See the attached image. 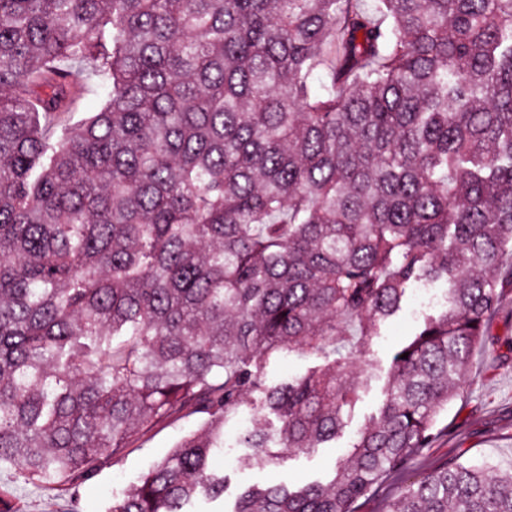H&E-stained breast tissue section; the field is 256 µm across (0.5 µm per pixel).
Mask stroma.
<instances>
[{"label":"stroma","instance_id":"obj_1","mask_svg":"<svg viewBox=\"0 0 512 512\" xmlns=\"http://www.w3.org/2000/svg\"><path fill=\"white\" fill-rule=\"evenodd\" d=\"M434 301H422L417 291H410L406 302L394 317L385 322L373 342L369 362L354 361V371H368L370 378L360 397L346 416V426L336 441L311 452H289L283 461L272 463L259 457L252 448L237 447L239 429L254 424L259 407L247 398L239 414L224 427V445L231 460L224 467L228 488L224 493L225 512H230L237 491L245 486H270L282 482L302 485L328 477L344 457L353 436L376 414L383 398L391 357L398 345L408 338L425 314L437 312L442 284L432 286ZM491 332L497 349L476 350L463 374L464 383L455 400L443 414L441 438L401 474L387 479L373 493L362 498L359 512H386L389 501L401 487L419 480L433 467L459 456L483 462L503 470L512 469V368L502 366L500 351L512 344V293L505 294L491 318ZM199 421L179 420L168 423L118 461L106 464L96 477L77 488L75 493L48 490L16 479L13 471H0V487L8 489L25 506L26 512H107L111 496L135 483L147 468L166 456L183 435L199 428Z\"/></svg>","mask_w":512,"mask_h":512}]
</instances>
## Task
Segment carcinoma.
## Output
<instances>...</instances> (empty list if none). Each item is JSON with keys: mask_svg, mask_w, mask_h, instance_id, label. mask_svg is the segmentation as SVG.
<instances>
[{"mask_svg": "<svg viewBox=\"0 0 512 512\" xmlns=\"http://www.w3.org/2000/svg\"><path fill=\"white\" fill-rule=\"evenodd\" d=\"M364 2L0 0V470L71 492L196 417L108 507L196 512L245 396L270 462L336 439L341 368L442 280L333 479L233 512H356L441 433L512 293V0ZM297 347L325 363L267 383ZM388 510L512 512V472L451 459Z\"/></svg>", "mask_w": 512, "mask_h": 512, "instance_id": "cac0c4a2", "label": "carcinoma"}]
</instances>
